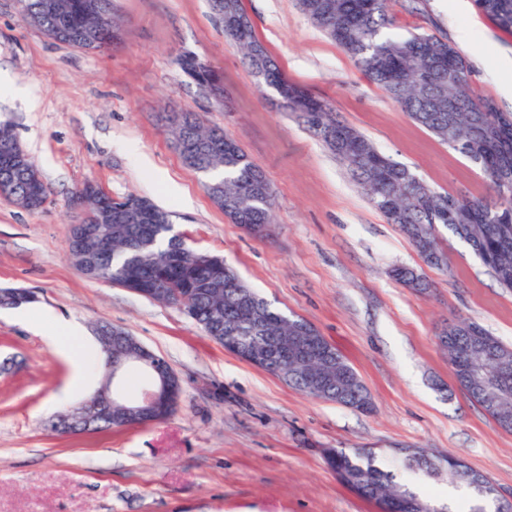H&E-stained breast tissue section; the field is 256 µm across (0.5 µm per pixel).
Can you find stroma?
<instances>
[{
    "instance_id": "obj_1",
    "label": "stroma",
    "mask_w": 512,
    "mask_h": 512,
    "mask_svg": "<svg viewBox=\"0 0 512 512\" xmlns=\"http://www.w3.org/2000/svg\"><path fill=\"white\" fill-rule=\"evenodd\" d=\"M257 38L289 82L327 101L341 122L428 185L466 199L491 192L483 173L416 125L369 80L298 0H242ZM118 45L87 52L30 27L17 0H0V122L48 187L36 211L0 198V289L35 301L0 307V512H376L337 479L333 449L375 451L386 469L433 497L459 502L447 478L399 469L394 448L457 455L512 500V433L460 388L438 342L451 317L481 324L512 346V290L469 244L440 229L447 266H428L386 222L346 166L251 75L208 0H114ZM392 37L427 34L468 62L476 95L511 111L500 93L512 33L475 0H389ZM192 52L222 74L205 95L176 63ZM172 112L198 113L235 138L269 179L275 222L246 233L185 166L167 129ZM136 193L170 214L172 232L224 258L285 314L311 322L354 367L374 409L308 396L212 341L176 305L85 277L67 256L73 201L85 182ZM430 283H398L395 267ZM79 322L88 380L62 398L73 366L53 320ZM116 326L162 356L181 380L177 410L145 427L59 435L47 419L102 380L96 326Z\"/></svg>"
}]
</instances>
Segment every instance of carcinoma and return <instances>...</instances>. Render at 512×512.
<instances>
[{
	"label": "carcinoma",
	"mask_w": 512,
	"mask_h": 512,
	"mask_svg": "<svg viewBox=\"0 0 512 512\" xmlns=\"http://www.w3.org/2000/svg\"><path fill=\"white\" fill-rule=\"evenodd\" d=\"M21 13L30 25L56 42L84 50H95L92 33L99 27L116 30L120 21L112 0H18ZM489 18L505 16V29L512 31V0H475ZM303 12L336 41L365 75L381 87L409 118L425 128L448 147L476 163L493 184L495 195L479 200L456 197L424 184L407 166L382 154L365 136L333 117L328 103L288 83L277 65L261 50L264 81L295 104L294 111L304 125L321 138L366 191L373 206L388 223L422 251V240L438 248L437 228L443 225L471 245L476 254L492 258L497 281L512 289V113L502 111L488 97H475L468 87L469 65L449 43L430 35L384 37L382 30L392 24L387 0H301ZM454 55L460 64L458 73L439 64V58ZM177 64L198 85L211 83L216 71L197 56L177 57ZM183 124L198 127L209 134L207 148L192 159L183 158L189 168L224 183V201L214 204L224 215L245 229H266L274 223L273 192L264 173L249 160L239 143L219 130L204 126L197 115L181 113ZM0 186L9 191L3 196L30 211L22 199L28 196V176L0 169ZM161 228L143 224H123L117 215H109L105 193L86 200L84 224H101L112 232L113 251L99 256L96 267L112 275L137 280L153 279L166 272L168 280L179 284L181 273L166 267V255L172 245L171 227L164 225L169 212L156 207ZM150 245L135 265L126 266L120 255L139 243ZM266 323L257 336H285L281 326L283 313L275 310L249 288L229 266H224L220 287H203L194 295L188 317L197 325L220 323L224 332L241 328L247 311ZM452 333L443 348L453 358V375L467 387L464 367L473 334L487 342L488 354L499 360L501 389L512 394V347L489 334L470 320L452 321ZM333 360L343 373L332 378L324 399L369 413L373 401L353 366L331 348ZM497 426L512 432V399L496 412H488ZM328 464L346 486L364 485L366 499H383L385 512H418L430 506L448 512L444 504L430 500L409 485L396 480L395 474L379 465L371 450L348 453L339 449ZM404 469L428 478L447 475L455 483L469 485L473 469L454 455L434 456L427 451L401 450Z\"/></svg>",
	"instance_id": "1"
}]
</instances>
